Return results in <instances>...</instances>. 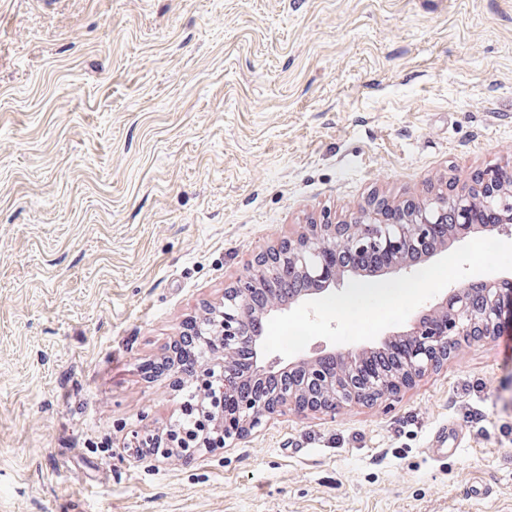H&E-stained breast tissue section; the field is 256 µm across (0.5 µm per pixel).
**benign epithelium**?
I'll return each instance as SVG.
<instances>
[{
  "label": "benign epithelium",
  "instance_id": "obj_1",
  "mask_svg": "<svg viewBox=\"0 0 512 512\" xmlns=\"http://www.w3.org/2000/svg\"><path fill=\"white\" fill-rule=\"evenodd\" d=\"M512 195V174L491 168L465 186H451L418 201L390 205L376 199L343 224H309L305 231L258 254L246 278L224 289V303L212 308L194 323V335L202 344L220 346L223 356L205 358L192 382L207 391L215 379L224 383L227 394L241 383L236 355L252 353L258 372L288 377V385L265 396L243 395L235 413L227 411L224 401L200 404L199 421L207 435L219 420L235 426L224 436L208 442L199 434L171 430L166 444L184 450L192 459L203 449L222 448L227 440L237 439L261 427L271 415L286 407L296 412H334L347 403H367L395 396L413 385L429 368L449 357L462 342H475L498 335L504 326H512V279L499 274L471 280L448 289L431 308L420 311L403 329L386 334L381 344L400 339L406 351L399 370L382 378L373 389L363 386L358 363L371 356L361 349H336L310 357L281 361L266 368L262 351L263 321L286 314L329 288H339L358 276L353 266L342 264L341 257L361 256L373 239L385 240L375 253L383 263V274L410 273L440 253L448 240V212L455 213L453 227L468 229L473 202L480 201L485 213L499 216L501 198ZM307 280L312 287L299 288L282 298L276 282L283 274ZM131 447L140 452H158L157 438L151 433H132Z\"/></svg>",
  "mask_w": 512,
  "mask_h": 512
}]
</instances>
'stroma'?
<instances>
[{"label": "stroma", "mask_w": 512, "mask_h": 512, "mask_svg": "<svg viewBox=\"0 0 512 512\" xmlns=\"http://www.w3.org/2000/svg\"><path fill=\"white\" fill-rule=\"evenodd\" d=\"M492 167L512 0H0V512H512L508 330L188 462L126 446L259 252ZM460 430L455 425L442 426L435 430L428 441L426 453L436 462H446L448 458L456 455L460 448L456 446V439Z\"/></svg>", "instance_id": "obj_1"}]
</instances>
